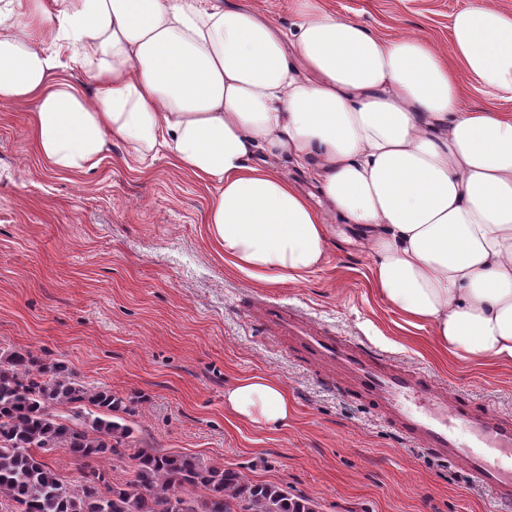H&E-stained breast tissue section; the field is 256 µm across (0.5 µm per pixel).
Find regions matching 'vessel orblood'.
<instances>
[{"label": "vessel or blood", "instance_id": "1", "mask_svg": "<svg viewBox=\"0 0 512 512\" xmlns=\"http://www.w3.org/2000/svg\"><path fill=\"white\" fill-rule=\"evenodd\" d=\"M259 310L295 355L328 367L372 402L405 440L440 458L463 461L475 483L500 502L512 501V421L501 420L489 407L448 400L429 377L325 335L287 306L264 302Z\"/></svg>", "mask_w": 512, "mask_h": 512}]
</instances>
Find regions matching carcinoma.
<instances>
[{"instance_id":"carcinoma-1","label":"carcinoma","mask_w":512,"mask_h":512,"mask_svg":"<svg viewBox=\"0 0 512 512\" xmlns=\"http://www.w3.org/2000/svg\"><path fill=\"white\" fill-rule=\"evenodd\" d=\"M119 411L134 409L74 381L62 361L31 351L0 359V498L14 512H316L280 486L131 442L130 428L112 419ZM52 452L84 463L82 480L63 479L43 457ZM106 457L132 467V479L111 481L92 466Z\"/></svg>"}]
</instances>
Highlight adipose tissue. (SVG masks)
Returning <instances> with one entry per match:
<instances>
[{"label": "adipose tissue", "instance_id": "adipose-tissue-1", "mask_svg": "<svg viewBox=\"0 0 512 512\" xmlns=\"http://www.w3.org/2000/svg\"><path fill=\"white\" fill-rule=\"evenodd\" d=\"M64 54L94 94L55 81ZM466 81L512 91V18L488 0L453 15L445 49L321 0L286 30L227 0H0V104L34 102L54 169L95 171L114 140L140 160L165 148L215 186L208 237L259 282H300L333 221L352 225L388 307L451 359L512 362V114L461 111ZM224 408L270 428L293 415L257 375Z\"/></svg>", "mask_w": 512, "mask_h": 512}]
</instances>
